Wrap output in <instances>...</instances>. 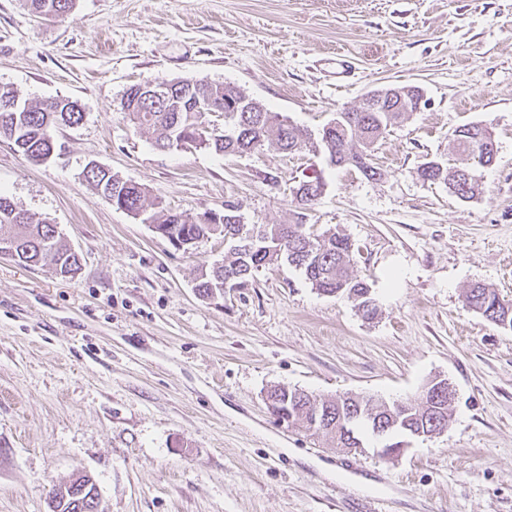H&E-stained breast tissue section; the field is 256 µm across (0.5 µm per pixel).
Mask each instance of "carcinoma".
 Wrapping results in <instances>:
<instances>
[{"label": "carcinoma", "instance_id": "cac0c4a2", "mask_svg": "<svg viewBox=\"0 0 512 512\" xmlns=\"http://www.w3.org/2000/svg\"><path fill=\"white\" fill-rule=\"evenodd\" d=\"M24 5L35 15L42 16L52 11L58 17L68 14L76 0H23ZM195 93L206 98L212 110L224 113V133L213 137L195 139L196 130L204 122L203 113L194 112L187 102H173L153 112L142 111L138 98L139 85L130 86L121 100V111L138 129L151 131L155 145L168 149L171 140L184 136L195 148L209 149L217 154L243 155L266 145L275 146L285 152L309 150L324 153L330 163L338 167L349 166L365 177L373 179L381 172L373 165L371 148L389 127L404 116L401 112L412 93L410 86H395L394 93L383 99L360 103L353 108H343L333 117L335 126L311 141V134L292 125L279 112H237L233 105L245 98V92L229 83L196 81ZM83 120L81 105L69 98L51 102H36L20 97L12 88L0 86V137L13 142L28 160L33 152L46 153L51 146L46 135L54 128L74 126ZM454 143L459 163L448 166L443 163L420 169L419 176L425 182H445L452 193L460 199H470L480 190L478 173L491 165L496 158L495 140L490 128L483 124H472L454 131ZM93 188L102 191L107 198H116V204L134 215L146 214L148 208L158 205L150 199L149 190L131 180L115 174L99 176L95 173L85 178ZM320 178L303 180L292 188V194L301 208L307 210L314 205V198L323 192ZM149 220L168 232L187 233L203 240L233 237L239 225L226 222L211 224L206 216L189 219L177 212H167L162 220L149 216ZM248 228L259 233L257 241L247 251L224 250V260L219 266L200 271L195 288L198 295L208 298L221 292L224 287L234 288L247 282L256 272L278 262L285 261L298 270L304 279L321 294H346L359 297L368 290L367 284L353 277L349 271L350 257L355 251L352 241L338 233L313 234L309 225L299 220L294 224H250ZM10 237L16 243L14 261L26 265H50L64 277H74L81 270V261L62 241L56 225L41 221L19 208L10 198L0 194V238ZM465 302L473 311L494 322L509 315L512 323V303L501 299L495 289L477 282L469 286ZM270 397L277 404L290 408L297 423L308 431L317 432L307 415L310 398H298L285 389L275 390ZM365 400L356 395L336 403L321 402V408L329 412L326 430L328 437L338 448H355L364 443L369 433L365 427L353 428L352 436H336L332 424L336 415L348 416L352 409ZM99 497L93 478L85 473L54 488L49 500L50 512H99Z\"/></svg>", "mask_w": 512, "mask_h": 512}]
</instances>
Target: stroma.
Here are the masks:
<instances>
[{"mask_svg":"<svg viewBox=\"0 0 512 512\" xmlns=\"http://www.w3.org/2000/svg\"><path fill=\"white\" fill-rule=\"evenodd\" d=\"M201 78L312 132L381 87L425 103L374 144L376 180L271 146L162 151L120 110L131 85ZM0 85L84 112L41 164L0 137V194L82 259L72 278L0 259V512H49L79 472L102 512H512V329L464 302L475 282L512 302V0H76L56 19L0 0ZM468 123L498 152L463 201L418 171L452 161ZM91 161L164 209L233 204L249 224L297 222L292 187L321 177L303 219L354 243L377 316L285 263L200 297L222 241L176 249L82 178ZM435 378L456 391L447 432L394 458L280 425L265 401L279 385L407 401Z\"/></svg>","mask_w":512,"mask_h":512,"instance_id":"35a3bbf8","label":"stroma"}]
</instances>
